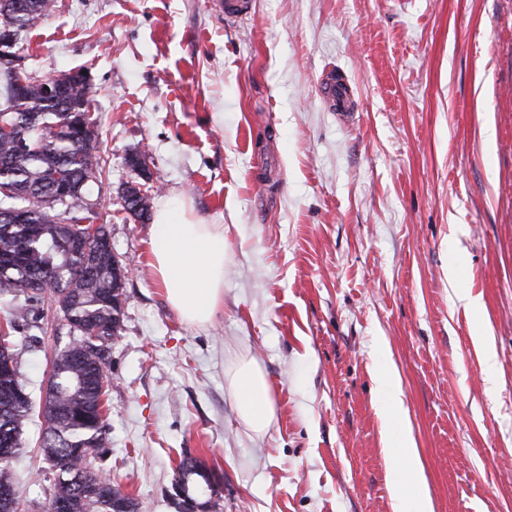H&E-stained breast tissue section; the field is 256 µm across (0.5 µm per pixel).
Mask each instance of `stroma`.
Listing matches in <instances>:
<instances>
[{"mask_svg":"<svg viewBox=\"0 0 512 512\" xmlns=\"http://www.w3.org/2000/svg\"><path fill=\"white\" fill-rule=\"evenodd\" d=\"M20 49L38 76L91 79L106 165L89 194L129 271L101 468L139 512H177L186 454L218 477L219 512H395L384 371L433 512H512V0H252L234 21L213 0H54ZM331 74L351 124L319 94ZM131 185L223 225L211 324L158 286ZM43 327L15 336L36 402L70 341L54 305ZM245 356L276 403L263 435L227 377ZM40 435L32 417L18 512H44Z\"/></svg>","mask_w":512,"mask_h":512,"instance_id":"obj_1","label":"stroma"}]
</instances>
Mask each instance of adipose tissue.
Instances as JSON below:
<instances>
[{
    "label": "adipose tissue",
    "mask_w": 512,
    "mask_h": 512,
    "mask_svg": "<svg viewBox=\"0 0 512 512\" xmlns=\"http://www.w3.org/2000/svg\"><path fill=\"white\" fill-rule=\"evenodd\" d=\"M150 252L156 281L170 306L188 324L210 323L224 299L223 225L196 222L187 215L181 200L170 199L155 213ZM378 384L392 428L388 459L396 512H429L413 440L398 413L400 389L387 372L379 374ZM230 385L237 396L241 421L255 433H266L275 420L276 408L259 363L252 358L239 361Z\"/></svg>",
    "instance_id": "adipose-tissue-1"
}]
</instances>
